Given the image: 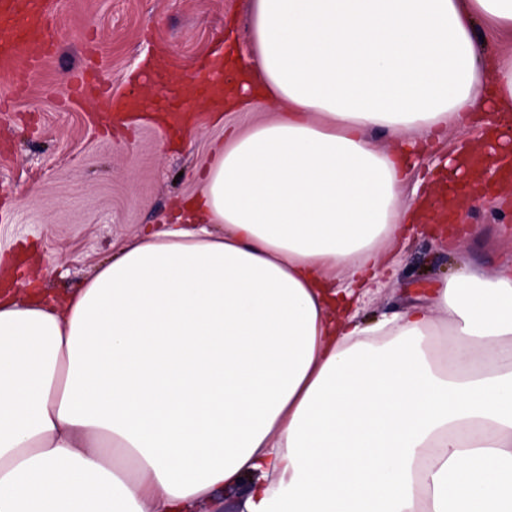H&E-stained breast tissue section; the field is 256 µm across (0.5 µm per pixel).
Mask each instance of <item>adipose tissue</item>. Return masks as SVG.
I'll return each mask as SVG.
<instances>
[{
	"mask_svg": "<svg viewBox=\"0 0 512 512\" xmlns=\"http://www.w3.org/2000/svg\"><path fill=\"white\" fill-rule=\"evenodd\" d=\"M483 25L512 38V0H251L206 108L286 112L64 299L0 294V512H512V261L372 323L334 287L512 156L465 145L437 210L404 196L408 136L512 112Z\"/></svg>",
	"mask_w": 512,
	"mask_h": 512,
	"instance_id": "1",
	"label": "adipose tissue"
}]
</instances>
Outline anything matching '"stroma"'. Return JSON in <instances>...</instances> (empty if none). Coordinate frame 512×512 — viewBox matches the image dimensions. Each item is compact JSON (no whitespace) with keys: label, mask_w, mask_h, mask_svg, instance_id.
Masks as SVG:
<instances>
[{"label":"stroma","mask_w":512,"mask_h":512,"mask_svg":"<svg viewBox=\"0 0 512 512\" xmlns=\"http://www.w3.org/2000/svg\"><path fill=\"white\" fill-rule=\"evenodd\" d=\"M249 0H60L52 21L55 48L26 85L0 75V291L36 287L62 298L109 262L115 242L154 228L172 204L199 189L198 174L228 129L245 130L273 117L278 104L257 96L214 123L203 107L186 113L182 130L168 129L162 110L130 112L109 121L93 95L71 102L68 75L104 83L113 98L148 94L147 65L164 64L178 89L227 38L249 47ZM512 142V128L481 113L427 145L409 175L447 185L451 169H436L465 139ZM485 201L467 208L448 229L467 228L451 249L431 231L407 243L400 261L357 290L352 308L366 321L426 301L438 281L466 265L492 273L512 258V190L484 180Z\"/></svg>","instance_id":"1"}]
</instances>
